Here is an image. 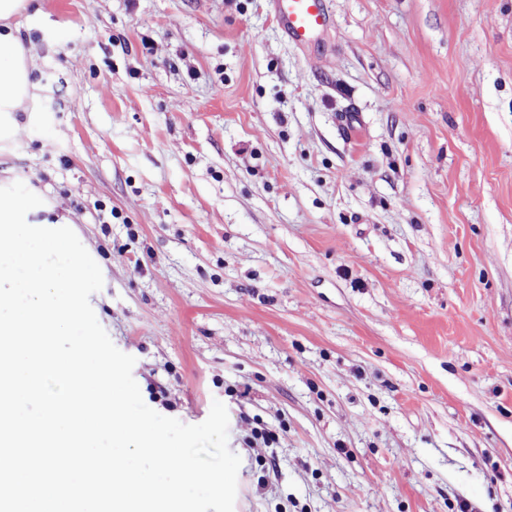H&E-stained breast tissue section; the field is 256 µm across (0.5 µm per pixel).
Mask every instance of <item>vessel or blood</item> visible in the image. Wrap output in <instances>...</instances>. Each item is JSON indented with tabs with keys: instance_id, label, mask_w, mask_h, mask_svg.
I'll list each match as a JSON object with an SVG mask.
<instances>
[{
	"instance_id": "b4317fda",
	"label": "vessel or blood",
	"mask_w": 512,
	"mask_h": 512,
	"mask_svg": "<svg viewBox=\"0 0 512 512\" xmlns=\"http://www.w3.org/2000/svg\"><path fill=\"white\" fill-rule=\"evenodd\" d=\"M271 9L289 41L304 48L315 46L333 22L327 0H271Z\"/></svg>"
}]
</instances>
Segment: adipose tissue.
<instances>
[{"label":"adipose tissue","instance_id":"ef3b65f1","mask_svg":"<svg viewBox=\"0 0 512 512\" xmlns=\"http://www.w3.org/2000/svg\"><path fill=\"white\" fill-rule=\"evenodd\" d=\"M26 0H0V143L16 142L35 123L37 111L34 86L29 79L37 57L26 50L10 19L20 13ZM26 113V121H18L17 113Z\"/></svg>","mask_w":512,"mask_h":512}]
</instances>
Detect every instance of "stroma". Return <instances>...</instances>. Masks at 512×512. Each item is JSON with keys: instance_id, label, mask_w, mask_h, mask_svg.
<instances>
[{"instance_id": "obj_1", "label": "stroma", "mask_w": 512, "mask_h": 512, "mask_svg": "<svg viewBox=\"0 0 512 512\" xmlns=\"http://www.w3.org/2000/svg\"><path fill=\"white\" fill-rule=\"evenodd\" d=\"M30 0L64 200L144 402L221 401L234 512H512V0ZM327 0H271L274 18L292 43L303 48L315 46L333 17Z\"/></svg>"}]
</instances>
